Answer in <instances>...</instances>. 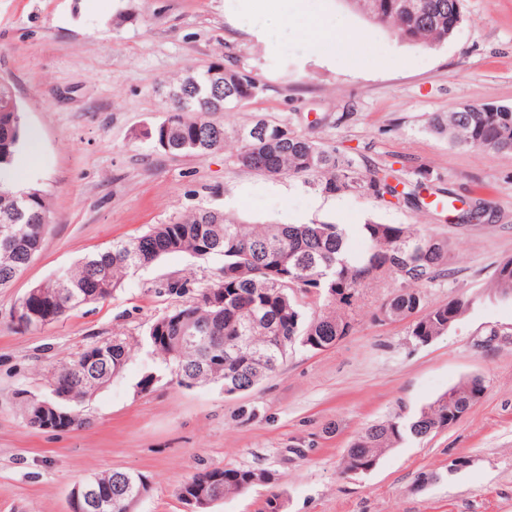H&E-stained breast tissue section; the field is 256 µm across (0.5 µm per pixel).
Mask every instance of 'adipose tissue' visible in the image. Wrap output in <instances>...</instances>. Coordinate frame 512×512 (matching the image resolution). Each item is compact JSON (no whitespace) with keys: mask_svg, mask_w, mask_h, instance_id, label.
I'll return each instance as SVG.
<instances>
[{"mask_svg":"<svg viewBox=\"0 0 512 512\" xmlns=\"http://www.w3.org/2000/svg\"><path fill=\"white\" fill-rule=\"evenodd\" d=\"M251 23L276 32L282 21H289L297 35L310 44L331 48L335 55L354 60L360 54L361 35L346 19L328 14L325 8L312 6L310 0H282L280 13H270L264 4L250 12Z\"/></svg>","mask_w":512,"mask_h":512,"instance_id":"ef3b65f1","label":"adipose tissue"}]
</instances>
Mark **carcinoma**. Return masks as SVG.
Listing matches in <instances>:
<instances>
[{
    "instance_id": "obj_1",
    "label": "carcinoma",
    "mask_w": 512,
    "mask_h": 512,
    "mask_svg": "<svg viewBox=\"0 0 512 512\" xmlns=\"http://www.w3.org/2000/svg\"><path fill=\"white\" fill-rule=\"evenodd\" d=\"M373 25L392 31L411 44L440 45L448 41L462 19L460 0H345ZM210 64L197 75L178 82L169 94L173 114L169 126L151 132L155 148L169 146L173 155L206 157L223 150L242 170L270 177H303L305 184L323 194L370 197L390 205L386 197L410 203L419 199L426 174L411 184L391 167L367 166L357 154L329 149L311 132L302 133L285 121L260 119L249 128H236L212 119L216 112H232L258 98L266 84L251 70L233 61L224 65V91L216 96ZM469 111L435 113L431 132L448 137L454 145L483 148L512 156V106L496 112L483 104ZM26 140L25 123L0 128V167L20 160ZM51 220V202L37 193L25 203L12 187L0 184V229L13 236L14 246L0 245V287L21 275L42 244L37 217ZM363 247L349 248V231L341 224H274L245 221L235 215L201 207L159 224L148 233L116 240L83 257L73 268L45 281V296L35 311L39 318L25 328L35 331L87 304L107 301L125 276L147 268L164 256L185 253L194 258L223 259L220 274L205 287L189 278L166 282L168 293L189 296L151 323L145 337L148 352L170 367L176 383L256 387L275 372L295 348L319 351L332 347L338 336L355 328L361 290L383 283L395 288L374 313L381 322L410 320V336L427 345L448 333L479 305L512 302V259L500 262L488 290L462 294L442 304L426 305L424 289L451 275L453 261L448 238L424 224H386L369 220L361 225ZM104 288H85L92 276ZM98 360L88 363L86 352L57 367L48 382L49 394L24 398L19 408L29 424L41 427L42 402L58 411L57 428L88 424L83 404L98 390L118 379L135 347L120 338L96 344ZM93 377L95 386L86 378ZM483 379L474 376L452 386L411 417L395 416L372 424L347 450L345 470L374 469L380 456L413 439H421L448 425V411H466L477 401ZM454 397L448 404V396ZM120 471L96 474L78 482L93 485L104 497L116 498L110 512H127L131 502L121 498ZM265 470L244 468L202 469L178 487L180 500L207 484L222 501L243 494L258 484L271 483Z\"/></svg>"
}]
</instances>
